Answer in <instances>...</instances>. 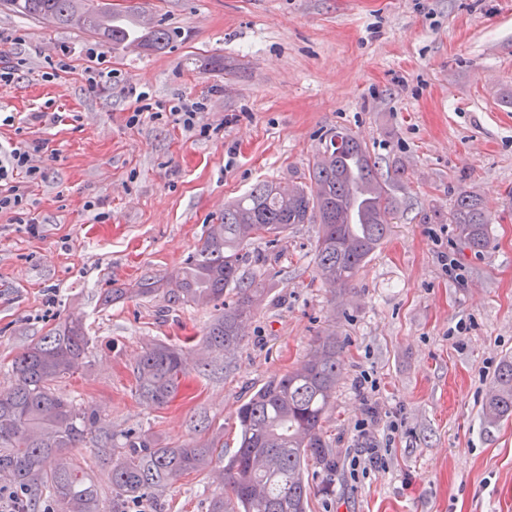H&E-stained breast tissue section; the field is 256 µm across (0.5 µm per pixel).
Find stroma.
Returning a JSON list of instances; mask_svg holds the SVG:
<instances>
[{
    "instance_id": "35a3bbf8",
    "label": "stroma",
    "mask_w": 512,
    "mask_h": 512,
    "mask_svg": "<svg viewBox=\"0 0 512 512\" xmlns=\"http://www.w3.org/2000/svg\"><path fill=\"white\" fill-rule=\"evenodd\" d=\"M179 30L173 48L128 55L107 48L112 80L90 88V33L14 13L25 63L0 88V143L43 139L46 173L29 186L39 224L0 217V390L11 362L69 314L92 345L59 379L62 395L94 407L119 433L177 445L220 436L237 445L235 413L253 388L299 369L332 332L343 375L324 424L336 471L310 465V512H512V421L490 428L482 404L512 357V0H123ZM220 56L223 68L206 66ZM67 73L47 77L48 59ZM169 107L204 105V136L165 120L130 125L127 87ZM51 106L61 120L32 125ZM344 128L382 168L402 165L399 208L380 249L343 288L314 263L319 225H296L277 245L255 241L244 269L268 290L240 347L219 356L203 334L213 306L164 296L102 306L103 289L182 267L227 204L255 185H288L312 165L330 130ZM483 201L491 244L457 251L445 216L459 190ZM101 200L96 223L86 202ZM459 267L449 276L439 260ZM152 342L183 346L189 373L156 408L134 393L132 368ZM381 411L404 425L378 470L351 474L363 416L361 373ZM209 474L181 477L131 512H207Z\"/></svg>"
}]
</instances>
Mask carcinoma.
Here are the masks:
<instances>
[{
  "mask_svg": "<svg viewBox=\"0 0 512 512\" xmlns=\"http://www.w3.org/2000/svg\"><path fill=\"white\" fill-rule=\"evenodd\" d=\"M14 12L88 31L114 46L133 45L160 52L179 39L142 10L117 12L92 0H10ZM342 139L336 145V138ZM405 168L382 171L362 142L344 132L329 134L308 175L284 190L264 182L224 208L209 227L198 252L163 277H144L124 288H108L102 305L159 293L182 306L230 303L208 325L205 346L229 353L243 341L247 322L267 295L253 277L241 274L243 250L257 240L273 244L296 224H319L314 262L331 288L347 285L387 237L398 210L395 184ZM459 244L474 253L489 247L488 220L480 197L457 193L448 209ZM83 319L69 315L12 361L14 383L0 391V477L18 495L17 512H35L48 490L58 512H102L97 484L74 450L87 444L109 460L112 512L131 500L158 499L184 475L215 470L224 490L210 496L208 512H309L308 466L336 469L323 425L333 407L342 374L336 337H317L303 367L266 380L236 411L237 449L224 454V441L210 438L162 445L150 434L117 436L90 407L60 395L59 379L76 373L90 349ZM187 375L184 349L147 346L133 368L135 393L163 407L177 395ZM490 427L512 420V360L497 368L482 406Z\"/></svg>",
  "mask_w": 512,
  "mask_h": 512,
  "instance_id": "carcinoma-1",
  "label": "carcinoma"
}]
</instances>
